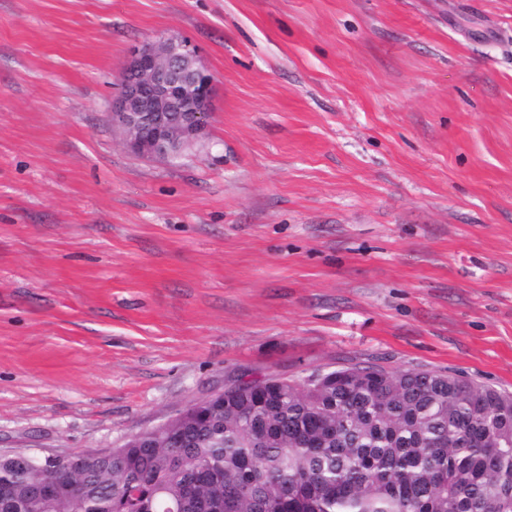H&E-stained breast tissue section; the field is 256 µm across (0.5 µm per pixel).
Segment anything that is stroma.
<instances>
[{
  "label": "stroma",
  "mask_w": 512,
  "mask_h": 512,
  "mask_svg": "<svg viewBox=\"0 0 512 512\" xmlns=\"http://www.w3.org/2000/svg\"><path fill=\"white\" fill-rule=\"evenodd\" d=\"M159 35L215 79L172 162L112 125ZM354 364L512 393V0H0V448Z\"/></svg>",
  "instance_id": "1"
}]
</instances>
